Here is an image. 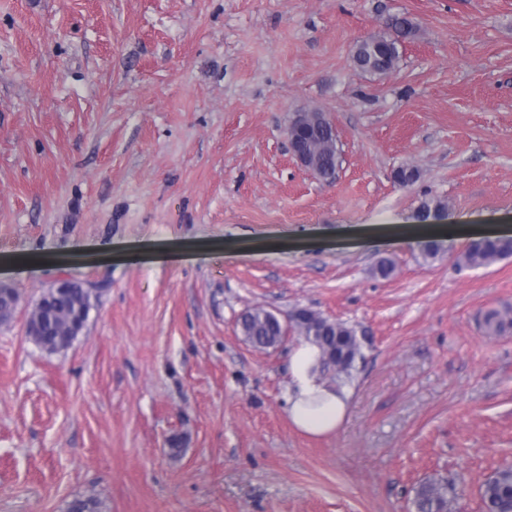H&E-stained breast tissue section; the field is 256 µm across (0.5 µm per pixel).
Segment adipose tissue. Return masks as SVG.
Returning <instances> with one entry per match:
<instances>
[{
	"mask_svg": "<svg viewBox=\"0 0 512 512\" xmlns=\"http://www.w3.org/2000/svg\"><path fill=\"white\" fill-rule=\"evenodd\" d=\"M319 359V349L307 341L297 345L290 358L288 418L299 431L310 436L335 433L349 415V389L323 379L317 370Z\"/></svg>",
	"mask_w": 512,
	"mask_h": 512,
	"instance_id": "1",
	"label": "adipose tissue"
}]
</instances>
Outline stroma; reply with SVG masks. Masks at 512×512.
Returning <instances> with one entry per match:
<instances>
[{
	"label": "stroma",
	"mask_w": 512,
	"mask_h": 512,
	"mask_svg": "<svg viewBox=\"0 0 512 512\" xmlns=\"http://www.w3.org/2000/svg\"><path fill=\"white\" fill-rule=\"evenodd\" d=\"M396 15L395 70H355ZM313 108L331 185L288 151ZM426 196L512 231V0H0V512H414L427 480L482 512L512 468V256L398 246ZM63 275L92 308L50 354L26 320ZM257 307L356 329L336 433L289 422L301 337L253 348ZM323 112H299L293 121L289 124L286 135L291 154L296 164L306 170H310V155L312 156L313 166L317 171V178L323 183H333L336 180L340 165V150L338 140L334 138L331 132L332 122L325 116L322 122L312 124L295 133V139L298 140L303 148L308 152L298 153L292 146V129L303 127L310 121L319 118ZM311 171V170H310Z\"/></svg>",
	"instance_id": "1"
}]
</instances>
